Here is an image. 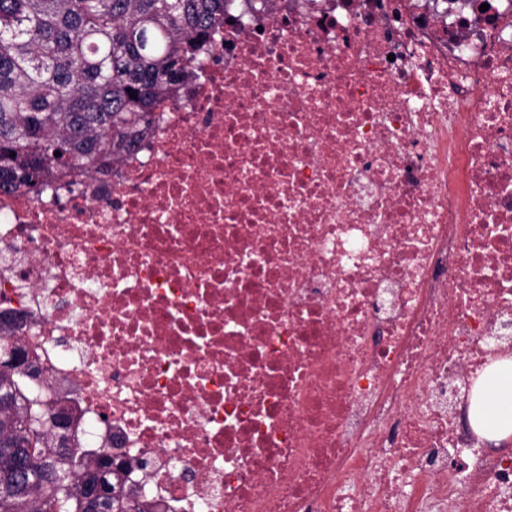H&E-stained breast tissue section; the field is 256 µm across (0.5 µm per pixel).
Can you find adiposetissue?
<instances>
[{
  "instance_id": "obj_1",
  "label": "adipose tissue",
  "mask_w": 512,
  "mask_h": 512,
  "mask_svg": "<svg viewBox=\"0 0 512 512\" xmlns=\"http://www.w3.org/2000/svg\"><path fill=\"white\" fill-rule=\"evenodd\" d=\"M512 393V361L502 360L478 379L476 401L468 412L470 423L485 437L498 440L512 434V413H499L504 393Z\"/></svg>"
}]
</instances>
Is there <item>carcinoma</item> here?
<instances>
[{
	"label": "carcinoma",
	"mask_w": 512,
	"mask_h": 512,
	"mask_svg": "<svg viewBox=\"0 0 512 512\" xmlns=\"http://www.w3.org/2000/svg\"><path fill=\"white\" fill-rule=\"evenodd\" d=\"M225 0H0V190L55 169L105 174L188 76ZM60 155H54V152ZM53 411L0 369V512H88L93 464L56 445ZM112 512H146L117 493Z\"/></svg>",
	"instance_id": "obj_1"
}]
</instances>
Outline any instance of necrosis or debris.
Listing matches in <instances>:
<instances>
[{
  "instance_id": "1",
  "label": "necrosis or debris",
  "mask_w": 512,
  "mask_h": 512,
  "mask_svg": "<svg viewBox=\"0 0 512 512\" xmlns=\"http://www.w3.org/2000/svg\"><path fill=\"white\" fill-rule=\"evenodd\" d=\"M212 43L111 173L0 192V338L154 512H512L461 424L512 354V0H227Z\"/></svg>"
}]
</instances>
